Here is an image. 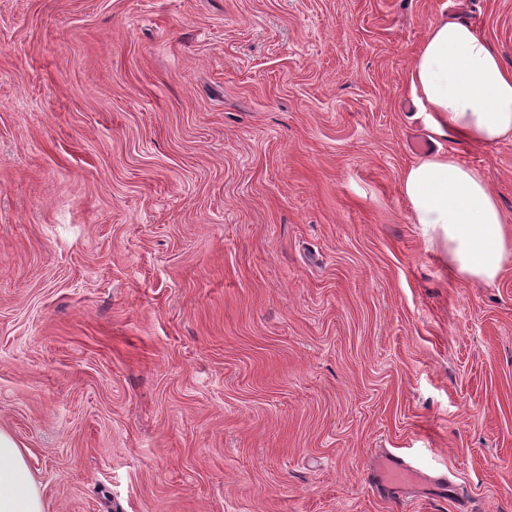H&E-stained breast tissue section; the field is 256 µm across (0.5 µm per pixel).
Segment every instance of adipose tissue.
Instances as JSON below:
<instances>
[{"label": "adipose tissue", "instance_id": "ef3b65f1", "mask_svg": "<svg viewBox=\"0 0 512 512\" xmlns=\"http://www.w3.org/2000/svg\"><path fill=\"white\" fill-rule=\"evenodd\" d=\"M409 83L436 133L478 147L512 138V71L470 23L431 24ZM401 190L424 237L457 278L490 284L512 262V228L476 169L438 151L403 172ZM0 512H44L23 448L1 428Z\"/></svg>", "mask_w": 512, "mask_h": 512}]
</instances>
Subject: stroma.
<instances>
[{
    "label": "stroma",
    "mask_w": 512,
    "mask_h": 512,
    "mask_svg": "<svg viewBox=\"0 0 512 512\" xmlns=\"http://www.w3.org/2000/svg\"><path fill=\"white\" fill-rule=\"evenodd\" d=\"M512 0H0V427L45 512H512V263L451 276L408 110ZM452 496L379 490L381 451Z\"/></svg>",
    "instance_id": "obj_1"
}]
</instances>
